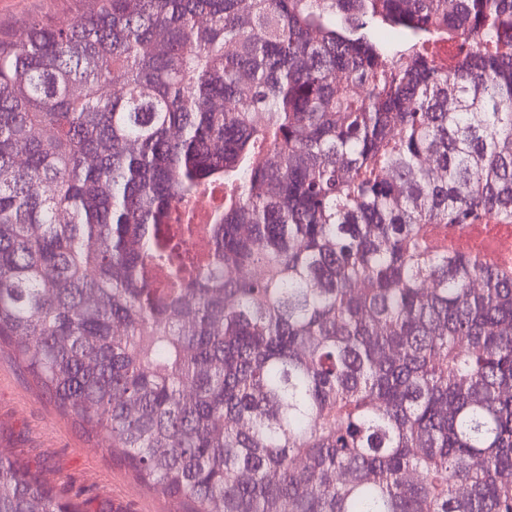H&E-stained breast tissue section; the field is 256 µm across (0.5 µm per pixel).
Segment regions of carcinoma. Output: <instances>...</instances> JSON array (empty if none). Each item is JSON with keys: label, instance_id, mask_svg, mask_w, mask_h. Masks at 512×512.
Listing matches in <instances>:
<instances>
[{"label": "carcinoma", "instance_id": "obj_1", "mask_svg": "<svg viewBox=\"0 0 512 512\" xmlns=\"http://www.w3.org/2000/svg\"><path fill=\"white\" fill-rule=\"evenodd\" d=\"M475 225L512 231V0H94L0 42V342L184 512H512ZM0 512L80 504L0 454Z\"/></svg>", "mask_w": 512, "mask_h": 512}]
</instances>
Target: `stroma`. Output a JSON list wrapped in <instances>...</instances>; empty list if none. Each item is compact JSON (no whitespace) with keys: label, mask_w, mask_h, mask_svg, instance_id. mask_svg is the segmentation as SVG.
Here are the masks:
<instances>
[{"label":"stroma","mask_w":512,"mask_h":512,"mask_svg":"<svg viewBox=\"0 0 512 512\" xmlns=\"http://www.w3.org/2000/svg\"><path fill=\"white\" fill-rule=\"evenodd\" d=\"M79 8L78 0H0V36L34 18L73 19ZM0 452L27 464L60 497L78 498L85 512H181L113 453L106 430L86 432L62 412L6 345H0Z\"/></svg>","instance_id":"obj_1"}]
</instances>
